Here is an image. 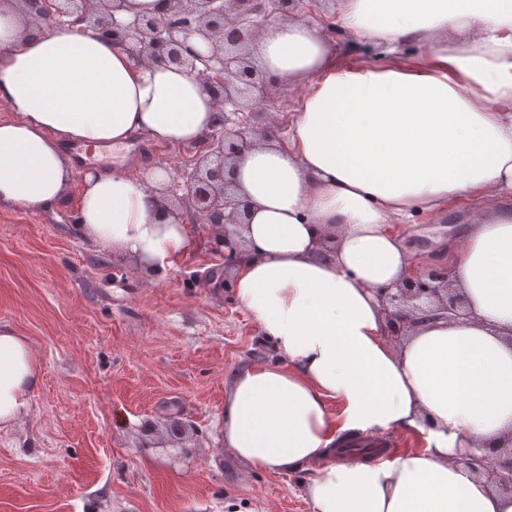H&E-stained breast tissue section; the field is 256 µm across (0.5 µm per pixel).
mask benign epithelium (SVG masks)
Returning a JSON list of instances; mask_svg holds the SVG:
<instances>
[{
	"instance_id": "obj_1",
	"label": "benign epithelium",
	"mask_w": 512,
	"mask_h": 512,
	"mask_svg": "<svg viewBox=\"0 0 512 512\" xmlns=\"http://www.w3.org/2000/svg\"><path fill=\"white\" fill-rule=\"evenodd\" d=\"M40 31L63 27L91 30L109 37L136 62L150 60L175 65L203 80L222 125L239 112H261L269 99L272 80L257 70L251 57L262 26L271 15L295 14L299 0H166L157 16L137 15L122 22L115 16L121 0H18ZM258 133L224 129L207 138L195 154L194 168L184 185L171 182L165 193L186 205L202 223L224 228L212 239L214 250L231 256L238 233L229 225L246 223L247 206L224 178V168L258 145ZM184 190L178 195V190ZM379 301L385 314V336L401 343L418 316L458 321L467 315L465 301L449 282L447 268L414 272L399 284L383 289ZM471 467L500 490L512 494V447L494 448L470 458Z\"/></svg>"
}]
</instances>
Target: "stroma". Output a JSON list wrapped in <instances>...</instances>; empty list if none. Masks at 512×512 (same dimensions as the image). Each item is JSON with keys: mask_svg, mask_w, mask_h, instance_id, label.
I'll return each mask as SVG.
<instances>
[{"mask_svg": "<svg viewBox=\"0 0 512 512\" xmlns=\"http://www.w3.org/2000/svg\"><path fill=\"white\" fill-rule=\"evenodd\" d=\"M340 0H302L301 18L343 46ZM300 91L275 84L256 129L285 137ZM200 144L136 134L77 172L190 171ZM474 207L454 199L403 231L421 269L447 265ZM75 205L0 210V323L25 336L42 380L27 416L0 432V512H311L305 477L260 472L224 446V389L275 361L239 303L233 262L199 247L164 274L79 235Z\"/></svg>", "mask_w": 512, "mask_h": 512, "instance_id": "stroma-1", "label": "stroma"}]
</instances>
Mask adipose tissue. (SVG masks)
Segmentation results:
<instances>
[{
    "mask_svg": "<svg viewBox=\"0 0 512 512\" xmlns=\"http://www.w3.org/2000/svg\"><path fill=\"white\" fill-rule=\"evenodd\" d=\"M338 20L391 62L350 65L307 20L268 22L253 48L306 92L287 145L226 171L249 218L236 296L278 359L231 379L224 445L257 470L306 474L312 512H512V494L464 461L512 440V208L479 214L450 247L466 320L416 323L395 346L377 299L415 264L401 222L452 198H512V0H342ZM408 40L421 53L395 62ZM0 108V207L31 213L67 202V141L195 143L221 118L196 76L134 63L91 31L38 32L14 0H0ZM170 179L161 166L87 172L81 233L165 273L196 247L160 193ZM40 380L27 339L0 323V430L29 413ZM349 431L424 445L336 463Z\"/></svg>",
    "mask_w": 512,
    "mask_h": 512,
    "instance_id": "ef3b65f1",
    "label": "adipose tissue"
}]
</instances>
